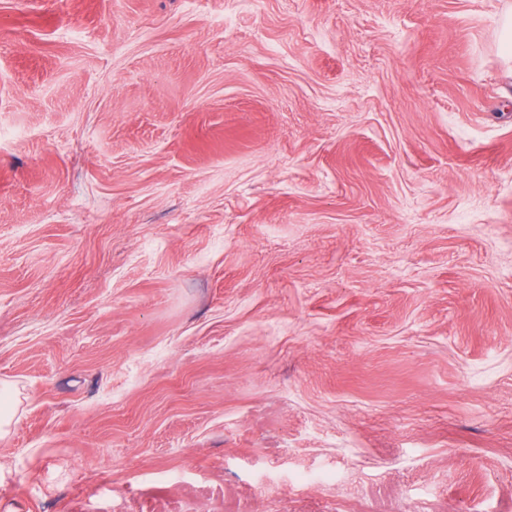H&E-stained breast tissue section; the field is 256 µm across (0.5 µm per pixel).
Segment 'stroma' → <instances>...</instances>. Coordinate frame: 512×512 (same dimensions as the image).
I'll return each mask as SVG.
<instances>
[{
    "label": "stroma",
    "instance_id": "stroma-1",
    "mask_svg": "<svg viewBox=\"0 0 512 512\" xmlns=\"http://www.w3.org/2000/svg\"><path fill=\"white\" fill-rule=\"evenodd\" d=\"M512 0H0V512H512Z\"/></svg>",
    "mask_w": 512,
    "mask_h": 512
}]
</instances>
